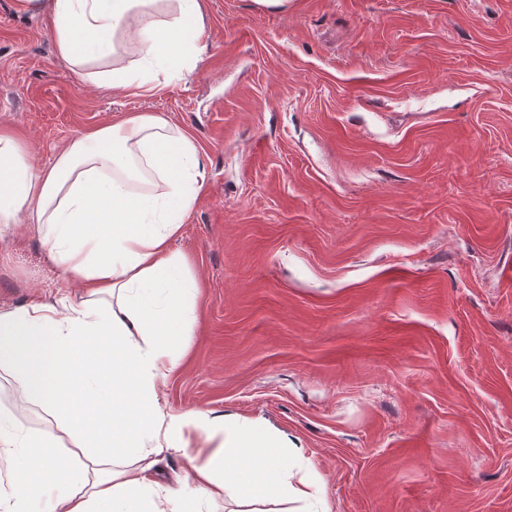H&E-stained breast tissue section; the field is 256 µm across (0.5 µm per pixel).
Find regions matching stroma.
<instances>
[{
	"label": "stroma",
	"mask_w": 512,
	"mask_h": 512,
	"mask_svg": "<svg viewBox=\"0 0 512 512\" xmlns=\"http://www.w3.org/2000/svg\"><path fill=\"white\" fill-rule=\"evenodd\" d=\"M150 92L84 81L0 0V127L34 166L134 113L194 135L173 249L200 285L166 413L246 422L320 490L288 512H512V0H203ZM0 224V309L62 287ZM56 432L19 374L0 417Z\"/></svg>",
	"instance_id": "35a3bbf8"
}]
</instances>
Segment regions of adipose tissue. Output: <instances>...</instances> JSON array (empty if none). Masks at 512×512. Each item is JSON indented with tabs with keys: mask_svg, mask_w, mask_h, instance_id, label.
I'll return each mask as SVG.
<instances>
[{
	"mask_svg": "<svg viewBox=\"0 0 512 512\" xmlns=\"http://www.w3.org/2000/svg\"><path fill=\"white\" fill-rule=\"evenodd\" d=\"M48 11L58 56L101 87L145 85L153 71L205 51L200 0H15ZM135 58H128V51ZM208 155L196 138L158 115L138 113L74 137L46 169L0 129V223L27 214L67 293L32 295L0 313V370L52 409L59 433L30 434L0 422V456L15 482L0 512H202L204 502L316 500L291 482L276 441L223 416L163 414L158 387L188 344L199 285L171 244L203 185ZM219 439L221 454L159 482L160 455H189L192 436ZM81 455L59 453L64 439ZM165 447H158V440Z\"/></svg>",
	"mask_w": 512,
	"mask_h": 512,
	"instance_id": "obj_1",
	"label": "adipose tissue"
}]
</instances>
